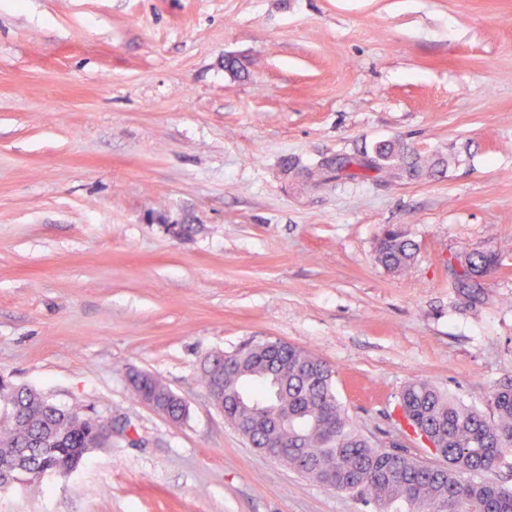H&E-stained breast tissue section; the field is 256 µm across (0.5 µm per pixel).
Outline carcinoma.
Segmentation results:
<instances>
[{"label": "carcinoma", "instance_id": "carcinoma-1", "mask_svg": "<svg viewBox=\"0 0 512 512\" xmlns=\"http://www.w3.org/2000/svg\"><path fill=\"white\" fill-rule=\"evenodd\" d=\"M387 145L376 156L292 163L287 171L313 185L336 179L347 166L351 176H367L394 156ZM397 178L419 179L427 166L419 161L389 165ZM415 257V244L399 227L379 238L374 259L401 273ZM458 293L480 300L478 278L502 265L496 252L456 257ZM135 397L155 399L174 422L186 419L181 399L156 376L129 377ZM224 420L249 436L256 448L283 454L288 467L334 490L373 503L376 512H512V488L483 474L495 470L512 449V378L487 397L489 412L469 406L429 381L411 379L401 390L397 410L416 436L441 449L440 462L410 456L366 438L339 403L333 370L319 356L281 340L249 343L224 359ZM106 418L78 407H59L39 393L0 383V471L22 469L32 482L40 474L77 469L95 449Z\"/></svg>", "mask_w": 512, "mask_h": 512}]
</instances>
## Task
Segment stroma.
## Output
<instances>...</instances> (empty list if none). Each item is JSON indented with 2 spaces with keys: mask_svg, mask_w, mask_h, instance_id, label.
<instances>
[{
  "mask_svg": "<svg viewBox=\"0 0 512 512\" xmlns=\"http://www.w3.org/2000/svg\"><path fill=\"white\" fill-rule=\"evenodd\" d=\"M389 142L430 173L283 169ZM389 224L417 246L401 275L374 260ZM490 251L468 303L448 260ZM276 339L331 366L366 437L423 458L409 380L482 409L512 377V0H0V378L133 431L0 512H374L199 386ZM134 370L187 419L135 401Z\"/></svg>",
  "mask_w": 512,
  "mask_h": 512,
  "instance_id": "stroma-1",
  "label": "stroma"
}]
</instances>
